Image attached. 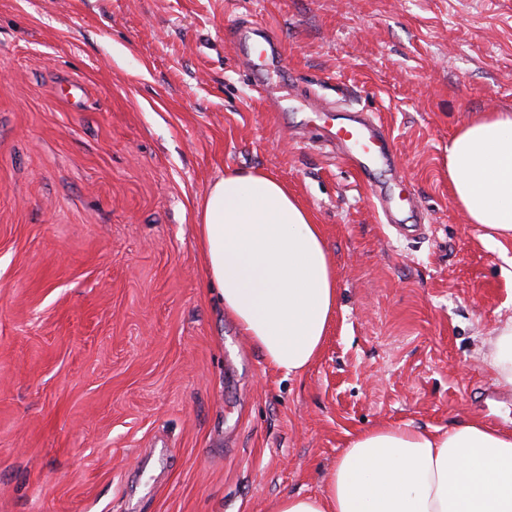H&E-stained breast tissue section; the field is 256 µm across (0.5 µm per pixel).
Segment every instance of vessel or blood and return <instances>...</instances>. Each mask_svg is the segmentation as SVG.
I'll use <instances>...</instances> for the list:
<instances>
[{"label":"vessel or blood","mask_w":512,"mask_h":512,"mask_svg":"<svg viewBox=\"0 0 512 512\" xmlns=\"http://www.w3.org/2000/svg\"><path fill=\"white\" fill-rule=\"evenodd\" d=\"M235 53L253 76H260L267 66L286 67L278 41L270 32H258L252 25L239 26L234 36ZM330 140L344 149L347 160L364 180L373 171L392 162V145L380 119L352 111L346 119L326 130Z\"/></svg>","instance_id":"1"}]
</instances>
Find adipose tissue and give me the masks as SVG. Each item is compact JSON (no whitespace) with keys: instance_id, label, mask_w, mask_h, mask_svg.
<instances>
[{"instance_id":"adipose-tissue-1","label":"adipose tissue","mask_w":512,"mask_h":512,"mask_svg":"<svg viewBox=\"0 0 512 512\" xmlns=\"http://www.w3.org/2000/svg\"><path fill=\"white\" fill-rule=\"evenodd\" d=\"M448 180L468 223L512 240V113L484 112L448 144ZM197 239L225 312L266 363L301 375L319 359L339 302L320 225L286 183L230 171L198 209ZM485 369L512 389V317L484 335ZM268 512H512V429L479 417L453 428L385 423L348 433L315 495Z\"/></svg>"}]
</instances>
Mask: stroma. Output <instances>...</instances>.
Listing matches in <instances>:
<instances>
[{
    "instance_id": "stroma-1",
    "label": "stroma",
    "mask_w": 512,
    "mask_h": 512,
    "mask_svg": "<svg viewBox=\"0 0 512 512\" xmlns=\"http://www.w3.org/2000/svg\"><path fill=\"white\" fill-rule=\"evenodd\" d=\"M243 20L287 72H243ZM327 101L381 117L395 164L373 183L311 136L336 122ZM479 112H512V0H0V512H268L319 493L347 432L511 428L478 350L512 315V241L467 223L448 184ZM253 169L336 265V318L300 376L206 284L198 202ZM374 183L424 238L391 233Z\"/></svg>"
}]
</instances>
